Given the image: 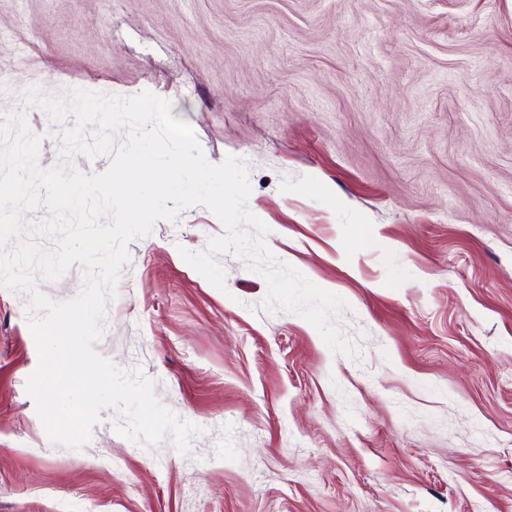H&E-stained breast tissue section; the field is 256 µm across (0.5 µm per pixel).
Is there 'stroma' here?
<instances>
[{
  "mask_svg": "<svg viewBox=\"0 0 512 512\" xmlns=\"http://www.w3.org/2000/svg\"><path fill=\"white\" fill-rule=\"evenodd\" d=\"M51 99L169 101L244 161L268 249L349 305L334 352L218 255L204 205L128 241L96 351L197 425L54 443L30 294L0 285V512H512V0H0V123L60 160Z\"/></svg>",
  "mask_w": 512,
  "mask_h": 512,
  "instance_id": "obj_1",
  "label": "stroma"
}]
</instances>
